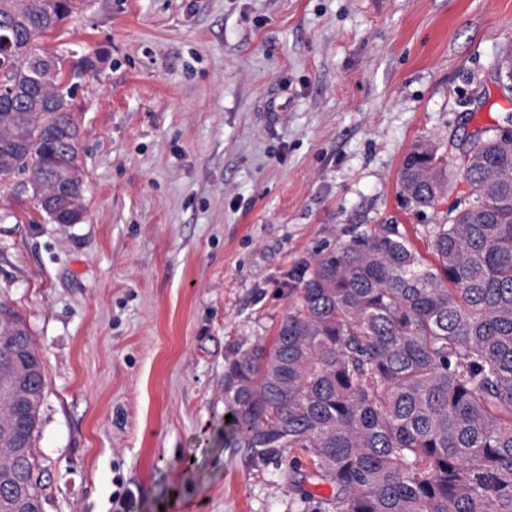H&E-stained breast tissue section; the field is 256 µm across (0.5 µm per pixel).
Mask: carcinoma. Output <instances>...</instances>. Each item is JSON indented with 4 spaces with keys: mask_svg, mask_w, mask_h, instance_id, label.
<instances>
[{
    "mask_svg": "<svg viewBox=\"0 0 512 512\" xmlns=\"http://www.w3.org/2000/svg\"><path fill=\"white\" fill-rule=\"evenodd\" d=\"M74 0H0V179L40 182L82 208L74 85L43 75L40 41ZM467 191L425 230L429 266L394 226L320 253L270 346L225 359L224 432L251 458L288 460L289 512H512V135L485 130L454 167L406 153L400 187L419 211ZM28 353L31 401L0 426V512H40L34 445L45 392L23 318L0 303V336ZM17 373L0 348V381ZM332 486L315 500L307 484Z\"/></svg>",
    "mask_w": 512,
    "mask_h": 512,
    "instance_id": "carcinoma-1",
    "label": "carcinoma"
}]
</instances>
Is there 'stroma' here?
<instances>
[{
  "label": "stroma",
  "mask_w": 512,
  "mask_h": 512,
  "mask_svg": "<svg viewBox=\"0 0 512 512\" xmlns=\"http://www.w3.org/2000/svg\"><path fill=\"white\" fill-rule=\"evenodd\" d=\"M85 217L0 180V302L42 356L44 512H288L224 436V361L272 343L294 273L397 225L420 140L512 123V0H78Z\"/></svg>",
  "instance_id": "1"
}]
</instances>
